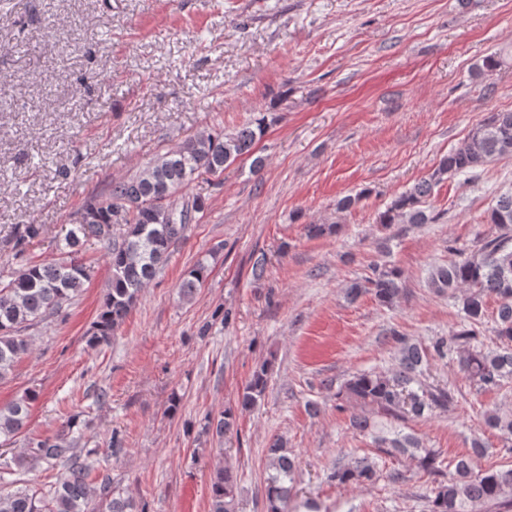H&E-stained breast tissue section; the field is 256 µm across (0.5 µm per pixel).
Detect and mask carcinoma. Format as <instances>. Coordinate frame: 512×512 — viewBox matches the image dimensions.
Returning <instances> with one entry per match:
<instances>
[{
  "instance_id": "carcinoma-1",
  "label": "carcinoma",
  "mask_w": 512,
  "mask_h": 512,
  "mask_svg": "<svg viewBox=\"0 0 512 512\" xmlns=\"http://www.w3.org/2000/svg\"><path fill=\"white\" fill-rule=\"evenodd\" d=\"M266 133L263 122H248L230 134L202 131L175 148L157 155L135 174L112 182L107 191L90 200L83 216L66 232L59 257L51 261L25 258L9 281L0 282V380L12 372L15 364L29 350L24 333L32 326L59 314L80 295L90 281L92 266L79 258L85 243L95 238L107 250L111 272L110 284L93 325L90 343H109L112 333L128 315L139 293L155 276L160 264L169 256L170 247L181 240L188 226L205 211V201L193 196L178 201L176 196L192 183L220 179L224 169L243 157L252 158L251 169L259 172L265 159L254 156L256 143ZM512 158V111L491 112L456 148L444 156L428 177L416 182L393 199L379 213L378 223L433 224L437 216L425 207L435 185L445 176H470L488 162ZM179 213L180 220L171 224L168 213ZM489 221L498 225L499 235L480 240L478 249L459 254L430 272L429 284L438 293L464 290V320L448 339L433 344L444 355L456 354L464 375L481 388H497L512 378V194L501 195L491 209ZM124 226L120 240L112 239L113 225ZM40 224L25 225L16 239V256L24 258L26 242L41 235ZM370 274L351 283L347 297L357 299L370 292L383 305H391L403 290L399 269L374 262ZM208 273L203 261L186 272L181 283L182 296L190 300ZM499 298L494 330L499 346L486 348L477 340L485 317V299ZM398 369L391 374L360 373L349 379L341 393L363 405L373 406L393 418L401 417L405 406L422 416L436 407L453 402L445 390L421 394L408 391L420 384L417 373L425 353L407 342L397 332ZM269 365L262 364L238 396V409L253 410L264 398ZM36 395L29 393L16 402L0 406V437H13L26 426L29 409ZM485 423L503 434L512 435V414L497 409L484 411ZM236 417L226 410L210 419L205 430L222 437L234 428ZM79 415L70 416L63 429L53 436L31 442L30 454L0 462V512H145L127 498L115 495L108 480L94 485L89 481L93 464L79 449ZM378 447L390 453L408 454L432 477L429 512H479L486 503H495L500 512H512V468L482 469L476 458L483 453L482 444L473 442L472 452L455 465V475L446 481L437 479L435 454L422 446L420 439L399 431L388 437H376ZM270 466L274 470L264 488V512H286L294 482V462L281 440L269 448ZM47 465L60 466L64 472L48 494H38L18 486L14 478L27 458ZM374 465L365 459L332 470L330 480L340 484L373 480ZM237 475L226 465L217 470L211 483L210 512H236Z\"/></svg>"
}]
</instances>
